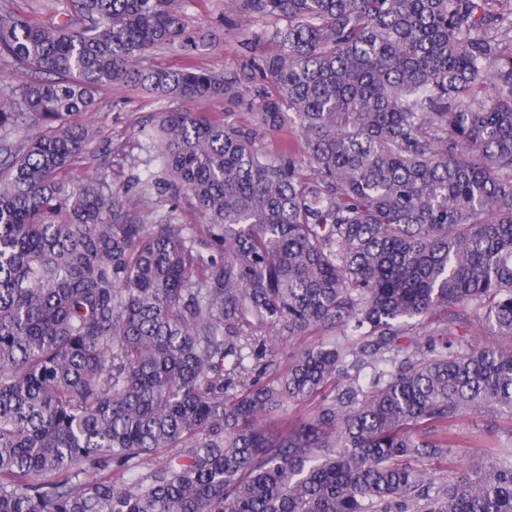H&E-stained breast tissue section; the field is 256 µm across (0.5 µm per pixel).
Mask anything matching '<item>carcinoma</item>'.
<instances>
[{"instance_id": "carcinoma-1", "label": "carcinoma", "mask_w": 512, "mask_h": 512, "mask_svg": "<svg viewBox=\"0 0 512 512\" xmlns=\"http://www.w3.org/2000/svg\"><path fill=\"white\" fill-rule=\"evenodd\" d=\"M231 2L288 20L266 87L139 65L207 44L188 0L0 12V63L41 74L0 89V512H512V445L437 488L411 465L497 447L471 415L512 439V0ZM112 86L251 111L166 112L135 184L200 238L77 183ZM284 127L305 160L257 146ZM246 325L333 336L247 377ZM133 211L137 214L148 215L150 220L167 216L176 217V224H185V233L194 234V225L202 224V219L194 208L189 196L181 195L176 199L169 194H157L154 191L146 198L132 197Z\"/></svg>"}]
</instances>
